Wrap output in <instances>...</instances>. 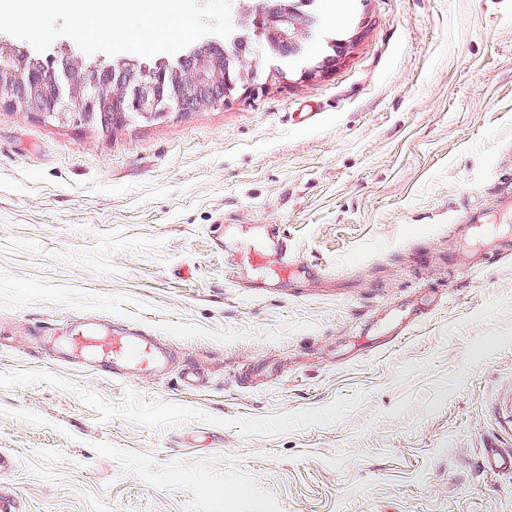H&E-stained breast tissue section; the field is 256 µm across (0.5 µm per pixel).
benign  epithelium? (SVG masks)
Segmentation results:
<instances>
[{
	"instance_id": "1",
	"label": "benign epithelium",
	"mask_w": 512,
	"mask_h": 512,
	"mask_svg": "<svg viewBox=\"0 0 512 512\" xmlns=\"http://www.w3.org/2000/svg\"><path fill=\"white\" fill-rule=\"evenodd\" d=\"M254 48L249 54L231 50L220 56L203 44L188 68H172L173 89L164 92L166 68L139 72L96 64L82 65L67 55L32 59L24 51L0 44V105L37 112L47 119L74 121L109 129L129 119L155 120L170 112L214 106L243 93L260 57L275 53L288 38L297 46L313 38L311 19L292 7H258L251 20Z\"/></svg>"
}]
</instances>
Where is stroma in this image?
I'll list each match as a JSON object with an SVG mask.
<instances>
[{"label":"stroma","instance_id":"obj_1","mask_svg":"<svg viewBox=\"0 0 512 512\" xmlns=\"http://www.w3.org/2000/svg\"><path fill=\"white\" fill-rule=\"evenodd\" d=\"M316 0L326 71L103 132L0 108V487L23 512H512V250L448 245L512 172V0ZM52 50L105 67L179 63ZM282 225L301 260L254 264ZM179 371L41 336L86 315ZM52 342L62 345L74 360L90 361L97 372H106L113 379L164 376L172 363L170 350L155 336L142 331L115 334L97 323H89Z\"/></svg>","mask_w":512,"mask_h":512}]
</instances>
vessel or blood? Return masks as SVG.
<instances>
[{
	"instance_id": "vessel-or-blood-1",
	"label": "vessel or blood",
	"mask_w": 512,
	"mask_h": 512,
	"mask_svg": "<svg viewBox=\"0 0 512 512\" xmlns=\"http://www.w3.org/2000/svg\"><path fill=\"white\" fill-rule=\"evenodd\" d=\"M262 241L261 250L251 256L254 263L272 258L286 271L297 265L281 225H265ZM57 342L74 360L91 362L95 370L120 380L160 377L169 372L172 363L169 349L156 337L141 331L115 334L108 327L90 323L58 337Z\"/></svg>"
}]
</instances>
